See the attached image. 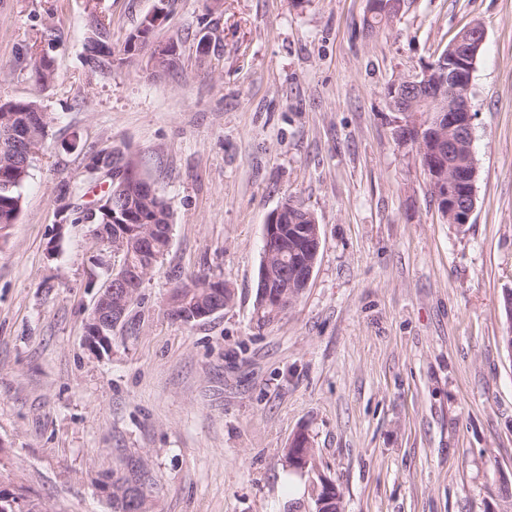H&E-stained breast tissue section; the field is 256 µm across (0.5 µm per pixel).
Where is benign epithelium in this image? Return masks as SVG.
Wrapping results in <instances>:
<instances>
[{"label":"benign epithelium","mask_w":512,"mask_h":512,"mask_svg":"<svg viewBox=\"0 0 512 512\" xmlns=\"http://www.w3.org/2000/svg\"><path fill=\"white\" fill-rule=\"evenodd\" d=\"M467 35L458 36L441 54L440 59L426 65L417 74L398 81L406 87L427 91L428 100L434 103V114L425 118L410 113L397 132L403 145L416 148L422 167L431 173V187L435 201L453 224H468L473 209L464 199L473 189L476 174L460 161L455 147L458 141H470L474 114L469 90L474 64L484 42V31L478 25L466 29ZM279 213H274L264 225L263 268L260 274L263 304L286 308L293 299L288 294L289 285L307 288L316 266L321 247L320 225H314L308 236L307 257L303 265L288 270L282 261L284 249L281 239L288 234V225L277 223ZM113 258V270L125 268L127 238L114 236L105 240ZM146 273L140 270L122 272L113 277L111 294L123 302H130ZM112 307L97 300L85 322L88 347L99 352L110 349L112 339Z\"/></svg>","instance_id":"7a95c632"}]
</instances>
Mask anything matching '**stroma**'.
<instances>
[{
	"label": "stroma",
	"instance_id": "stroma-1",
	"mask_svg": "<svg viewBox=\"0 0 512 512\" xmlns=\"http://www.w3.org/2000/svg\"><path fill=\"white\" fill-rule=\"evenodd\" d=\"M158 0H97L121 48ZM172 0L152 75L140 55L82 65L85 0H0V101L47 113L46 147L0 231V489L22 512H112L102 485L145 465L149 512H512V0ZM480 24L470 223L444 221L389 87ZM207 38L208 52L197 48ZM52 49L33 82L28 47ZM131 151L169 202L172 241L109 351L85 343L100 260L62 186L93 201L83 147ZM321 228L308 287L254 314L263 226L285 199ZM234 290L223 312L169 319L177 280ZM309 434L314 469L284 450ZM26 67H28L31 77L37 83H48L53 79L55 73V61L48 51H34L24 55Z\"/></svg>",
	"mask_w": 512,
	"mask_h": 512
}]
</instances>
